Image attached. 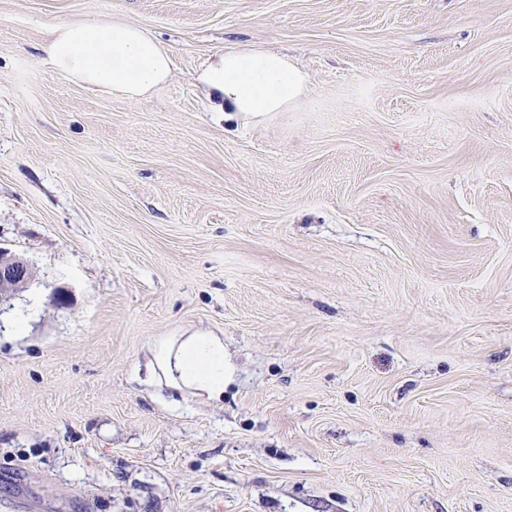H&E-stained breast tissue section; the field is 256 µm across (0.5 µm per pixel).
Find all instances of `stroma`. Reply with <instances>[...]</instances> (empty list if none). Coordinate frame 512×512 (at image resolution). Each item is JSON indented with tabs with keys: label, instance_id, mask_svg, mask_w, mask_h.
I'll return each mask as SVG.
<instances>
[{
	"label": "stroma",
	"instance_id": "stroma-1",
	"mask_svg": "<svg viewBox=\"0 0 512 512\" xmlns=\"http://www.w3.org/2000/svg\"><path fill=\"white\" fill-rule=\"evenodd\" d=\"M112 20L145 99L41 58ZM227 46L306 94L226 125ZM0 250V512H512V0H0ZM183 330L236 371L174 412ZM41 49L56 71L127 100H142L171 72L163 46L141 28L113 20L54 25ZM31 278L28 266L17 258L0 255V300L13 288L25 284ZM145 369L144 379L140 367L135 378L159 393L163 389L178 393L180 400L173 397L168 402L174 410L195 398L221 399L234 374L224 352V337L213 332L157 337Z\"/></svg>",
	"mask_w": 512,
	"mask_h": 512
}]
</instances>
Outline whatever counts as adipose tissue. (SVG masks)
Wrapping results in <instances>:
<instances>
[{
    "mask_svg": "<svg viewBox=\"0 0 512 512\" xmlns=\"http://www.w3.org/2000/svg\"><path fill=\"white\" fill-rule=\"evenodd\" d=\"M42 52L56 71L133 101L165 83L171 72V56L163 46L141 28L117 21L52 26ZM198 79L213 111L229 119L287 111L309 84L307 72L287 55L261 47L224 49L210 58ZM145 369L147 386L174 392L169 405L175 410L195 398H222L234 374L223 337L212 332L157 337Z\"/></svg>",
    "mask_w": 512,
    "mask_h": 512,
    "instance_id": "obj_1",
    "label": "adipose tissue"
}]
</instances>
